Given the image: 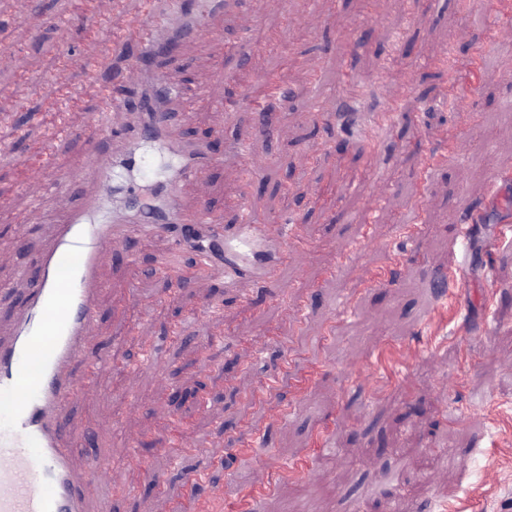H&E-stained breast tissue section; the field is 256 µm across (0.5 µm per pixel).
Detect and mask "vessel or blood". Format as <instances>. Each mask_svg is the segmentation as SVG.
I'll return each instance as SVG.
<instances>
[{
	"label": "vessel or blood",
	"mask_w": 512,
	"mask_h": 512,
	"mask_svg": "<svg viewBox=\"0 0 512 512\" xmlns=\"http://www.w3.org/2000/svg\"><path fill=\"white\" fill-rule=\"evenodd\" d=\"M242 0H167L163 12L146 11L135 18L125 38L135 40L149 68L137 79L145 107L129 122L124 137L111 151H95L99 184L127 176L126 194L137 199L147 162L162 155L176 159L159 199L128 210H109L100 192L82 195L59 224L55 241L44 254L40 274L27 278L28 305L18 314L12 335L0 340V459L11 469L0 475V512H109L95 495L96 481L107 479L109 467L91 458L77 464L74 441L66 430L68 406L96 380L100 361L83 356L96 321V297L104 282L101 258L112 245L155 235L192 248L196 270H224V285L248 280L276 288L292 253L307 240L298 222L272 225L250 201H242L239 222L226 227L222 215L206 203L185 205L181 186L200 180L218 159L207 142L181 136L173 115L190 120L183 92L171 85L163 67L179 43L216 36L225 15ZM264 87L259 97L239 105L254 112L260 132H267L264 102L281 97L270 79L257 76ZM127 102L103 86L99 92L94 137H111L110 119Z\"/></svg>",
	"instance_id": "vessel-or-blood-1"
}]
</instances>
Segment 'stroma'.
Returning <instances> with one entry per match:
<instances>
[{
    "label": "stroma",
    "mask_w": 512,
    "mask_h": 512,
    "mask_svg": "<svg viewBox=\"0 0 512 512\" xmlns=\"http://www.w3.org/2000/svg\"><path fill=\"white\" fill-rule=\"evenodd\" d=\"M98 2L105 21L91 35L73 0H0V284L36 270L89 188L62 183L89 169L99 84H133L136 47L113 35L147 0L117 11ZM500 24L512 25V8L489 14L483 0L466 10L429 0L423 11L411 0H245L221 40L183 47L169 78L228 103H199L181 127L224 152L222 166L186 183L185 201L205 200L234 224L233 201L248 197L266 216L305 225L311 247L276 292L254 288L249 310L218 273L181 284L160 274L163 257L196 265L167 238L105 256L84 353L112 363L66 426L80 459L116 467L101 488L112 512H156L160 495L189 512L198 496L186 474L196 469L219 494L216 512H512V219L497 216L512 180H490L512 167V41L485 35ZM463 28L471 41L455 43ZM271 31L283 52L266 48ZM225 39L240 40L246 66L223 63ZM105 45L97 82L58 63L63 51L91 59ZM450 45L454 70L483 63L482 78L452 87L439 62ZM251 71L291 93L269 134L234 106L260 92L245 81ZM350 76L366 89L360 101ZM62 87L82 101L63 120ZM318 108L333 122L317 120ZM389 110L392 128L365 142L367 113ZM241 143L262 160L259 179L229 153ZM470 218L488 226L490 258L477 268L452 233ZM440 274L455 282V301L437 297ZM175 419L188 449L167 445Z\"/></svg>",
    "instance_id": "obj_1"
}]
</instances>
